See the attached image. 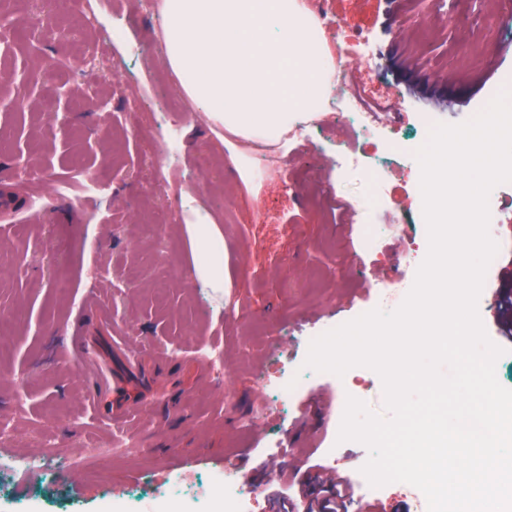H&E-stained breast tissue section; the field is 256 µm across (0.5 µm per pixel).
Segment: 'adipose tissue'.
Instances as JSON below:
<instances>
[{
	"instance_id": "ef3b65f1",
	"label": "adipose tissue",
	"mask_w": 512,
	"mask_h": 512,
	"mask_svg": "<svg viewBox=\"0 0 512 512\" xmlns=\"http://www.w3.org/2000/svg\"><path fill=\"white\" fill-rule=\"evenodd\" d=\"M302 0H162L167 64L195 111L231 135L274 146L316 112L333 67ZM199 276L224 285L223 240L198 228Z\"/></svg>"
}]
</instances>
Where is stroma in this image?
<instances>
[{
	"instance_id": "stroma-1",
	"label": "stroma",
	"mask_w": 512,
	"mask_h": 512,
	"mask_svg": "<svg viewBox=\"0 0 512 512\" xmlns=\"http://www.w3.org/2000/svg\"><path fill=\"white\" fill-rule=\"evenodd\" d=\"M152 0H90L85 14L61 0H0V421L14 427L9 452L53 460L47 482L10 478L13 512H102L104 499L149 495L180 474L200 487L234 456L248 473L259 512L308 492L310 464L334 449L338 466L361 480L368 449L338 442L347 397L384 411L380 377L366 367L347 379L304 368L309 339L380 307L373 284L411 288L404 225L419 253L420 168L403 162L387 176L388 201L372 205L363 174L341 167L343 149L370 156L335 117L288 151L257 155L223 126L191 111L159 48ZM345 28L370 36L367 83L394 96L403 132L417 115L458 124L488 106L512 72V23L497 0H327ZM126 30L112 44V29ZM20 194L42 196L26 211ZM354 205L353 214L334 206ZM224 237V285L196 266V226ZM380 229L376 250L363 247ZM407 235V236H408ZM71 278L61 296L58 278ZM120 330L153 389L140 399L135 439L143 453L72 472L65 458L111 440L85 411L88 369L75 362L85 338ZM224 351L216 378L206 347ZM297 377L301 389L275 405L272 386ZM252 430L243 421L258 408ZM289 446L285 455L276 439Z\"/></svg>"
}]
</instances>
